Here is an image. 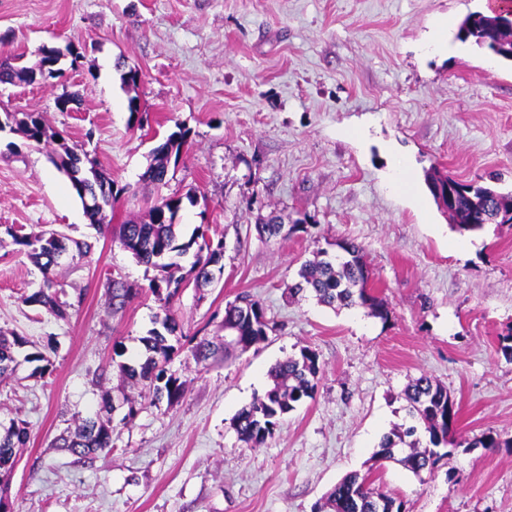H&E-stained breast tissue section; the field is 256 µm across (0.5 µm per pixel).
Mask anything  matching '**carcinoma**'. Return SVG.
<instances>
[{
  "label": "carcinoma",
  "mask_w": 512,
  "mask_h": 512,
  "mask_svg": "<svg viewBox=\"0 0 512 512\" xmlns=\"http://www.w3.org/2000/svg\"><path fill=\"white\" fill-rule=\"evenodd\" d=\"M457 37L469 39L479 48L512 62V9L507 7L490 15L481 12L468 15L460 23ZM41 54L37 73L13 64L8 56L1 57L0 83L31 82L38 76L43 79L63 76L64 69L59 67L62 53L55 47H44ZM3 124L38 145L54 142L59 137L38 112H6ZM185 138V132H174L155 149L153 161L143 174L145 181L157 186L164 183L168 165L171 159H179ZM54 163L67 175L78 197L85 201L91 223L103 226L105 207L112 205L115 199L112 178L99 170L95 160L82 159L67 147L57 155ZM426 181L432 193L440 186H454L455 202L448 211V217L461 234L479 231L486 223H512V192H501L478 181L461 182L435 167L427 172ZM183 199L180 196L158 198L149 210L148 221L122 225L118 238L120 246L138 261L164 273L161 279L149 284V289L166 304V308L164 317L157 320L160 327L151 329L141 338L144 360L134 365L120 363L117 368L132 386L143 385L152 389V401L165 398L170 405L179 401L186 389L185 382L167 374L162 368L174 353L168 337L179 328L167 308L184 281V277H177L172 272L178 267L174 259L193 254L189 273L195 286L204 288L213 282V269L224 257V241L208 238L198 228L186 241L178 236L174 221ZM256 228L260 237L266 239H286L292 233L308 231L306 219H297L288 227L284 224V217L273 212ZM6 232L15 244L23 247L44 277L43 288L23 298V301L39 303L56 317L66 318L67 304L58 300L54 279L55 269L61 266L54 257V243L62 240L68 245L72 264L85 259L93 245L74 241L56 230L20 234L8 227ZM342 249L348 259L338 263L326 258L327 251L316 252L314 259L302 266L299 273L301 281L288 288L290 295L308 291L319 303L327 306H361L381 318L387 317L388 310L383 301L368 291V271L362 261L361 248L350 243L343 245ZM109 292L115 311L124 308L133 296L131 288L117 281L112 282ZM244 300L253 309L250 319L240 314L238 302ZM221 328L224 329V341L219 343L208 336L193 337L195 344L191 353L196 360L201 362L220 355L227 357L237 350L245 352L265 341L268 331L272 330L263 304L248 293L240 294L235 301L226 304ZM27 346V338L14 333L8 335L0 330V384L12 377L17 363L16 353ZM320 372L318 354L308 347L301 348L298 355L272 365L268 370L270 388L254 397L234 418L240 440L250 448L264 444L298 404L313 397ZM404 397L410 405L409 415L414 424L400 425L383 436L372 461L380 465L393 460L419 476L450 455L441 448L453 444L450 435L458 420V407L448 389L426 375L412 380L404 390ZM27 442L28 428L23 420L13 419L7 428L0 431V512H8L5 478L14 467L17 449L25 447ZM56 447L80 459H92L98 453L109 451L112 449L111 420L105 421L98 416L85 418L74 432L61 435ZM323 508L326 512H404L402 502L374 486L369 475L357 472L346 475L336 484L327 495Z\"/></svg>",
  "instance_id": "obj_1"
}]
</instances>
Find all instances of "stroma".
I'll use <instances>...</instances> for the list:
<instances>
[{"mask_svg": "<svg viewBox=\"0 0 512 512\" xmlns=\"http://www.w3.org/2000/svg\"><path fill=\"white\" fill-rule=\"evenodd\" d=\"M482 0H0V56L36 65L45 46L82 55L64 77L0 84V113L38 112L63 137L34 145L0 131V329L51 346L44 377L21 363L0 386V422L28 424L8 492L10 512H314L345 475L373 470L405 512H512V226L452 230L425 184L438 167L461 181L512 191V64L473 43L428 45ZM136 69L137 86L121 71ZM80 96L69 111L57 99ZM138 97L142 120L129 112ZM187 142L166 183L141 176L176 129ZM94 157L118 195L92 226L61 146ZM401 161L400 183L389 177ZM195 194L187 203L186 194ZM180 196L183 237L199 225L224 241L222 271L187 284L171 311L181 325L169 373L186 381L174 405L111 413L112 449L81 461L54 445L74 417L121 401L118 361L141 354L162 315L158 277L116 242L161 196ZM306 218L308 232L265 240L260 217ZM62 230L95 243L58 270L66 318L27 303L43 276L6 227ZM361 246L368 286L388 309L332 308L289 297L303 261ZM135 288L123 309L111 282ZM262 302L275 329L221 361L197 362L189 336H214L238 294ZM310 348L322 367L305 400L257 448L233 426L269 387L275 362ZM427 375L459 406L449 457L414 476L375 469L382 437L405 423L404 390ZM484 434L500 448H475Z\"/></svg>", "mask_w": 512, "mask_h": 512, "instance_id": "35a3bbf8", "label": "stroma"}]
</instances>
